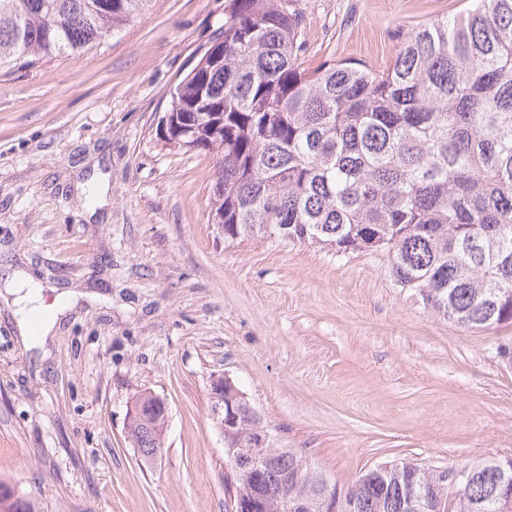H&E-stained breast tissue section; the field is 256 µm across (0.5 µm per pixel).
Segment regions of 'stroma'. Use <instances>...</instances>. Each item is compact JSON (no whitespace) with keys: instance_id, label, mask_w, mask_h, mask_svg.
Wrapping results in <instances>:
<instances>
[{"instance_id":"stroma-1","label":"stroma","mask_w":512,"mask_h":512,"mask_svg":"<svg viewBox=\"0 0 512 512\" xmlns=\"http://www.w3.org/2000/svg\"><path fill=\"white\" fill-rule=\"evenodd\" d=\"M226 4L156 0L81 55L0 77V479L40 512H226L216 375L343 488L382 462L512 457V365L495 354L512 325L467 330L425 309L382 251L225 243L216 153L169 147L159 120ZM469 5L297 0L305 64L385 65L397 29ZM18 271L46 303L80 294L49 336L21 332ZM148 392L169 422L147 461L126 424Z\"/></svg>"}]
</instances>
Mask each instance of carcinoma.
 <instances>
[{
    "label": "carcinoma",
    "mask_w": 512,
    "mask_h": 512,
    "mask_svg": "<svg viewBox=\"0 0 512 512\" xmlns=\"http://www.w3.org/2000/svg\"><path fill=\"white\" fill-rule=\"evenodd\" d=\"M152 0H0V71L81 54L143 16ZM296 0H229L224 30L170 93L172 147L217 154L214 221L224 241L279 238L336 256L383 250L399 288L464 329L512 324V0L398 34L384 67L304 65ZM130 422L134 447L160 450L157 420ZM257 421L240 412L248 452ZM271 447L258 487L268 512L305 493L336 512H512V457L452 467L387 462L342 488ZM0 512H39L0 481Z\"/></svg>",
    "instance_id": "carcinoma-1"
}]
</instances>
